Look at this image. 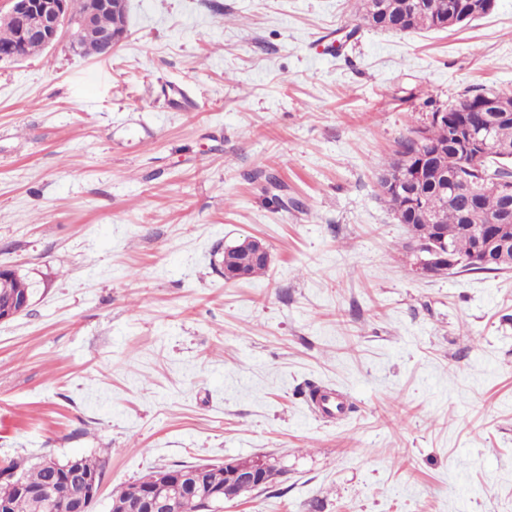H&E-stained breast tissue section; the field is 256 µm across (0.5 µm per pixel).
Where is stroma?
<instances>
[{"label": "stroma", "instance_id": "stroma-1", "mask_svg": "<svg viewBox=\"0 0 512 512\" xmlns=\"http://www.w3.org/2000/svg\"><path fill=\"white\" fill-rule=\"evenodd\" d=\"M360 13L128 0L109 57L0 61V266L40 284L0 323V460H105L94 512L261 455L275 483L224 512H512V272L415 275L377 186L435 108L512 91V0L408 34ZM246 238L267 271L226 281Z\"/></svg>", "mask_w": 512, "mask_h": 512}]
</instances>
